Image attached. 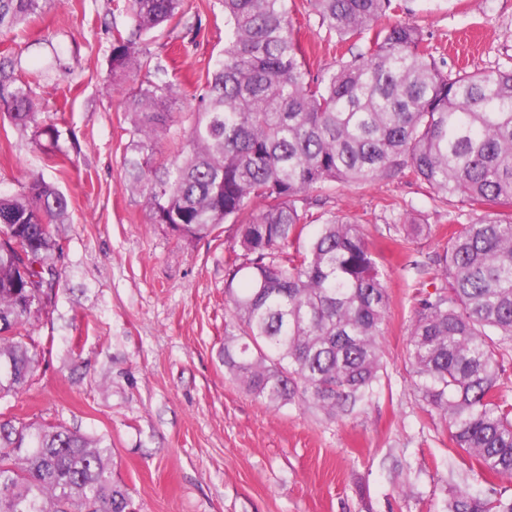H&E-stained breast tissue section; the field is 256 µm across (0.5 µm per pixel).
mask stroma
I'll return each mask as SVG.
<instances>
[{"mask_svg":"<svg viewBox=\"0 0 512 512\" xmlns=\"http://www.w3.org/2000/svg\"><path fill=\"white\" fill-rule=\"evenodd\" d=\"M288 4L312 71L348 55V46L325 43L307 0ZM404 5L446 72L512 67V0ZM184 11L180 24L144 37L156 67L150 81L182 87L174 125L152 143L159 158L170 154L192 91L224 47L218 0H184ZM127 23L112 0H66L0 33V59L19 60L17 84L31 83L42 114L60 119L51 162L45 138L0 115V193L20 194L40 176L70 200L57 227L59 283L32 333L39 363L21 393L0 399V419L105 437L141 512H443L449 490L478 492L471 458L449 448L444 420L426 411L406 350L416 299L432 288L425 266L446 245L449 215L467 222V205L445 206L402 177L308 194L311 211L354 215L388 274L383 385L372 404L341 420L305 406L266 408L222 361L224 258L235 225L184 239L150 223L125 177L123 99L134 82L113 77L110 50L113 28ZM404 209L430 230L401 245L386 223ZM399 457L412 474L394 467Z\"/></svg>","mask_w":512,"mask_h":512,"instance_id":"obj_1","label":"stroma"}]
</instances>
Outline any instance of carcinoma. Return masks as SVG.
<instances>
[{
    "instance_id": "1",
    "label": "carcinoma",
    "mask_w": 512,
    "mask_h": 512,
    "mask_svg": "<svg viewBox=\"0 0 512 512\" xmlns=\"http://www.w3.org/2000/svg\"><path fill=\"white\" fill-rule=\"evenodd\" d=\"M52 0H0V31ZM224 50L194 90L188 147L154 159L146 143L170 127L174 84L138 85L125 101V174L151 223L202 239L237 225L225 257L224 367L269 408L310 402L332 419L378 395L386 273L356 218L300 205L328 184L374 185L400 175L448 205L468 206L431 258L438 282L417 299L407 351L422 401L448 423L472 475L512 479V402L502 391L512 346V68L445 72L428 39L400 17V0H310L331 38L363 41L351 59L314 76L288 0H220ZM184 0H126L130 28L112 34L111 69H149L142 36L183 14ZM0 101L21 129L55 144L30 92ZM69 199L40 177L0 196V399L23 390L37 363L31 286L59 283L52 225ZM317 231L305 236L308 225ZM429 225L404 212L388 231L402 243ZM15 448L28 452L17 455ZM111 444L60 427L0 421V512H139L114 479ZM493 483L456 494L447 512H512Z\"/></svg>"
}]
</instances>
